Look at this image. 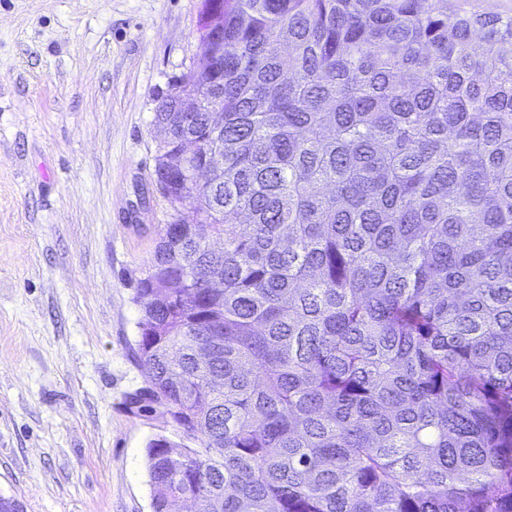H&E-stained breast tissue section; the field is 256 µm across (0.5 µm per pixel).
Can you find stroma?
Here are the masks:
<instances>
[{
  "label": "stroma",
  "mask_w": 512,
  "mask_h": 512,
  "mask_svg": "<svg viewBox=\"0 0 512 512\" xmlns=\"http://www.w3.org/2000/svg\"><path fill=\"white\" fill-rule=\"evenodd\" d=\"M203 0H0V495L153 512L132 416L159 228L154 115L199 63Z\"/></svg>",
  "instance_id": "stroma-1"
}]
</instances>
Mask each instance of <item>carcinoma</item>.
<instances>
[{
	"instance_id": "1",
	"label": "carcinoma",
	"mask_w": 512,
	"mask_h": 512,
	"mask_svg": "<svg viewBox=\"0 0 512 512\" xmlns=\"http://www.w3.org/2000/svg\"><path fill=\"white\" fill-rule=\"evenodd\" d=\"M220 5L224 57L156 112L189 207L126 405L191 441L148 444L156 512H512V20Z\"/></svg>"
}]
</instances>
